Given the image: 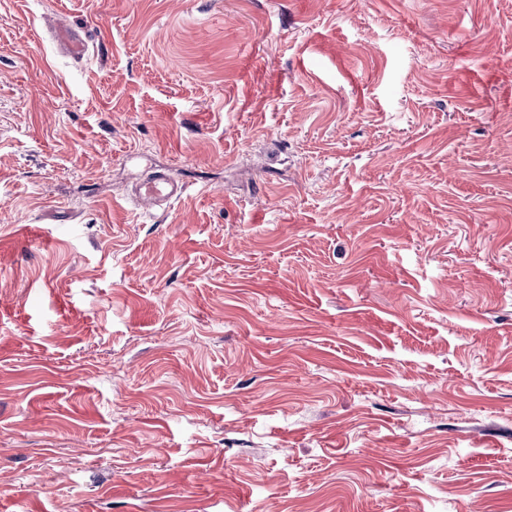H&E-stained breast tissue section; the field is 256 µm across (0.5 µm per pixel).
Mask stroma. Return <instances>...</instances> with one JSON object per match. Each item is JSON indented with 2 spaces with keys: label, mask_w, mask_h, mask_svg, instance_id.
Listing matches in <instances>:
<instances>
[{
  "label": "stroma",
  "mask_w": 512,
  "mask_h": 512,
  "mask_svg": "<svg viewBox=\"0 0 512 512\" xmlns=\"http://www.w3.org/2000/svg\"><path fill=\"white\" fill-rule=\"evenodd\" d=\"M0 512H512V0H0ZM56 28L59 32L57 41L60 49L72 57H82L87 49V41L84 36L63 23H58ZM186 192V187L165 172H155L138 183L130 194L141 213L153 214L154 210L170 206Z\"/></svg>",
  "instance_id": "1"
}]
</instances>
